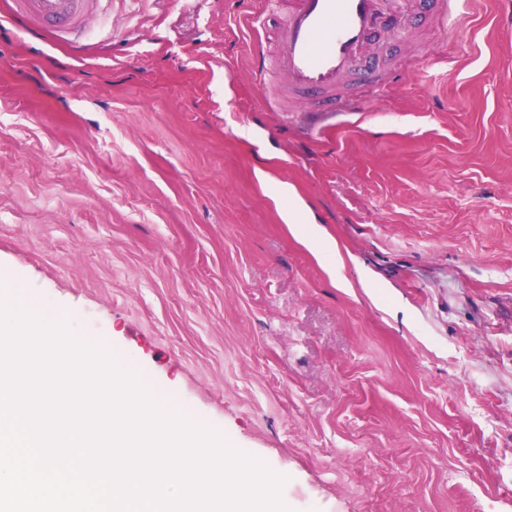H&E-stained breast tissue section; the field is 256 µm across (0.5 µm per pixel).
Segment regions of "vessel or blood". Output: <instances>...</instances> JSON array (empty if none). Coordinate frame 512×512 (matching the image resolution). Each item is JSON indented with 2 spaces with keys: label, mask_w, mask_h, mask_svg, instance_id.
<instances>
[{
  "label": "vessel or blood",
  "mask_w": 512,
  "mask_h": 512,
  "mask_svg": "<svg viewBox=\"0 0 512 512\" xmlns=\"http://www.w3.org/2000/svg\"><path fill=\"white\" fill-rule=\"evenodd\" d=\"M102 0H14L16 17L52 26L64 33H82ZM406 0H288L278 31L276 53L289 92L302 112H357L359 96L342 94L343 85H380L378 61L368 53L382 28L411 34L412 11ZM470 0H436L441 25L459 24Z\"/></svg>",
  "instance_id": "obj_1"
}]
</instances>
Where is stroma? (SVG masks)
<instances>
[{"mask_svg": "<svg viewBox=\"0 0 512 512\" xmlns=\"http://www.w3.org/2000/svg\"><path fill=\"white\" fill-rule=\"evenodd\" d=\"M261 2L109 0L75 49L0 0V285L291 512H512V19L384 31L379 99L308 115L250 73ZM289 198H291L292 203L288 207V213H285L283 218L284 221L289 224V227L300 234H304L306 232L305 226V214H306V206L300 197L297 195L295 189L293 187L288 190Z\"/></svg>", "mask_w": 512, "mask_h": 512, "instance_id": "stroma-1", "label": "stroma"}]
</instances>
